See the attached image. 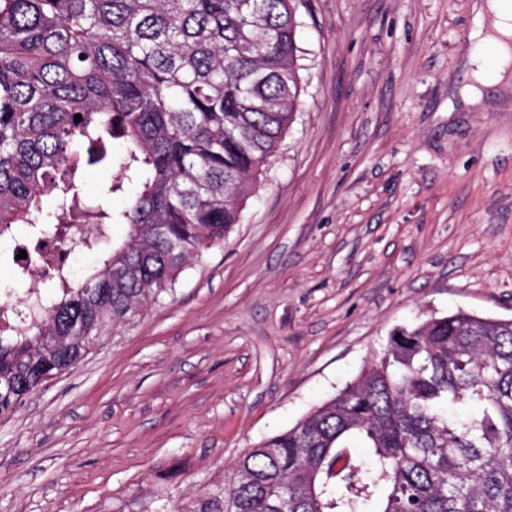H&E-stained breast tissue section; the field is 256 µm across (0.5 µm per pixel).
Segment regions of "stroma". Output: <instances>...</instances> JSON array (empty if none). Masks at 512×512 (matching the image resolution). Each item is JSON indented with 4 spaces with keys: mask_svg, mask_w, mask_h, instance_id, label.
<instances>
[{
    "mask_svg": "<svg viewBox=\"0 0 512 512\" xmlns=\"http://www.w3.org/2000/svg\"><path fill=\"white\" fill-rule=\"evenodd\" d=\"M475 0H293L300 107L223 245L0 416V512H169L352 381L392 331L512 317V99ZM474 10L469 38L477 44L492 45L498 52L499 65L490 70L485 58L480 55L468 57L466 65L471 72L473 83L459 90V97L467 107L490 108L493 103L485 100L482 88L497 85L506 97L512 85L510 68V47L512 39V1L483 0Z\"/></svg>",
    "mask_w": 512,
    "mask_h": 512,
    "instance_id": "stroma-1",
    "label": "stroma"
}]
</instances>
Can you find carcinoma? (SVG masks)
<instances>
[{
	"mask_svg": "<svg viewBox=\"0 0 512 512\" xmlns=\"http://www.w3.org/2000/svg\"><path fill=\"white\" fill-rule=\"evenodd\" d=\"M298 27L291 0H0V236L128 226L80 281L34 251L59 297L19 329L0 307V415L39 386L32 359L54 373L81 359L52 352L70 321L131 322L240 223L299 107ZM85 163L109 169L92 200ZM170 512H512V319L459 309L396 329L353 381L247 449L220 495Z\"/></svg>",
	"mask_w": 512,
	"mask_h": 512,
	"instance_id": "cac0c4a2",
	"label": "carcinoma"
}]
</instances>
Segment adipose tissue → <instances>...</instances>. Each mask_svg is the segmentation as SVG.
<instances>
[{
  "label": "adipose tissue",
  "mask_w": 512,
  "mask_h": 512,
  "mask_svg": "<svg viewBox=\"0 0 512 512\" xmlns=\"http://www.w3.org/2000/svg\"><path fill=\"white\" fill-rule=\"evenodd\" d=\"M469 37L479 45L494 46L498 52L499 65L493 70L479 54L469 56L466 62L472 82L460 89L459 97L465 106L484 109L488 106L485 86H498L504 93L512 91V0H481L474 10Z\"/></svg>",
  "instance_id": "1"
}]
</instances>
